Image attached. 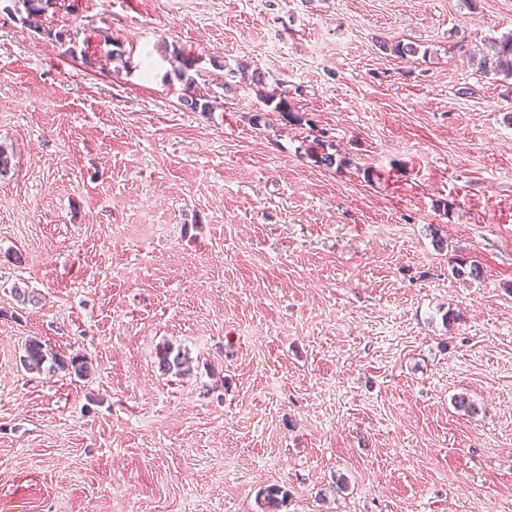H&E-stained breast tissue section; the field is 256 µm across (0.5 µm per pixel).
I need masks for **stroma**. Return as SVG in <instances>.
<instances>
[{
	"mask_svg": "<svg viewBox=\"0 0 512 512\" xmlns=\"http://www.w3.org/2000/svg\"><path fill=\"white\" fill-rule=\"evenodd\" d=\"M25 15L0 0V512H512V78L458 48L512 0ZM32 337L88 374L26 371ZM172 63L174 64L172 65L174 74L183 86L182 104L191 110L200 109L202 112L207 109L209 110V102H202L201 96L195 93L197 86L196 78L200 75L196 69V59L191 58L189 55L174 53ZM251 84L257 87V91L260 93V96L264 98L268 103H273L277 100L273 111L281 112L284 114L288 113V116L290 113H292L291 120L298 121L299 116L298 114L292 112L291 103L288 102V97L286 95L281 96V94L277 95L274 92L265 91V78L261 73H252L250 85Z\"/></svg>",
	"mask_w": 512,
	"mask_h": 512,
	"instance_id": "35a3bbf8",
	"label": "stroma"
}]
</instances>
